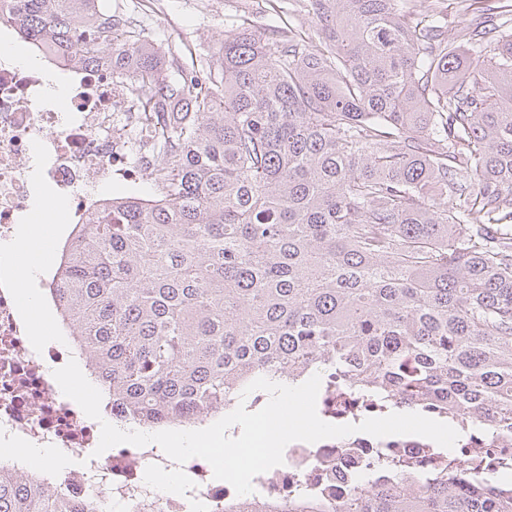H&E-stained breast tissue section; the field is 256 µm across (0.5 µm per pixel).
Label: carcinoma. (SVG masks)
<instances>
[{
    "instance_id": "1",
    "label": "carcinoma",
    "mask_w": 512,
    "mask_h": 512,
    "mask_svg": "<svg viewBox=\"0 0 512 512\" xmlns=\"http://www.w3.org/2000/svg\"><path fill=\"white\" fill-rule=\"evenodd\" d=\"M180 66L99 0H0L19 37L129 80L156 191L75 224L48 296L121 420L190 428L254 379L318 373L391 412L512 433V8L448 34L447 0H301ZM318 44H313V41ZM280 512H512V454ZM0 512H102L0 460Z\"/></svg>"
}]
</instances>
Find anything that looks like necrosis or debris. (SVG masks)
<instances>
[{"instance_id":"1","label":"necrosis or debris","mask_w":512,"mask_h":512,"mask_svg":"<svg viewBox=\"0 0 512 512\" xmlns=\"http://www.w3.org/2000/svg\"><path fill=\"white\" fill-rule=\"evenodd\" d=\"M57 67L69 76L62 104L47 95L45 71L0 56V447L55 449L69 462L64 471L22 456L11 462L19 475L34 470L48 475L60 497L101 494L111 512H224L237 494L230 484L213 479L204 459L194 457L180 466L195 483L180 496L144 482L149 465L178 467L160 447H123L95 455L98 423L63 395L51 370L68 362L71 350L55 341L42 348L29 342L30 320L21 311L7 257L18 244L17 226L37 184H49L83 224L102 205L101 191L112 185L113 166L150 167L145 151L135 149L131 140L143 115L129 95H114L111 69L87 68L72 58L58 60ZM317 403L340 424L375 409L365 394L333 387ZM431 445L416 435L295 441L286 447L283 465L257 482L253 499L273 505L290 497L343 496L357 487L375 449H398L422 472Z\"/></svg>"}]
</instances>
